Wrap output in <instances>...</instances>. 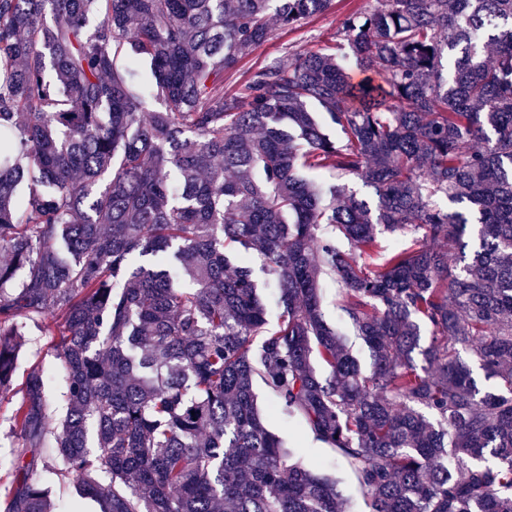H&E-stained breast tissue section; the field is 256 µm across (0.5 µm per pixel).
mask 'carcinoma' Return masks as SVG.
Listing matches in <instances>:
<instances>
[{"label": "carcinoma", "instance_id": "cac0c4a2", "mask_svg": "<svg viewBox=\"0 0 512 512\" xmlns=\"http://www.w3.org/2000/svg\"><path fill=\"white\" fill-rule=\"evenodd\" d=\"M332 2L0 0V394L32 325L58 322L65 371L50 434L43 377L26 379L12 430L32 461L3 512H55L45 448L97 512H340L258 382L369 512H512V0H375L340 42L224 92ZM343 41L380 82L351 81ZM303 170L360 176L376 206ZM379 224L409 245L381 253ZM325 276L368 374L324 320ZM258 404L273 431L279 434L292 448L296 443L303 448V463L315 467L340 480L347 503L342 506V512H365V505L361 491L357 487L355 478L350 469L337 456L331 448L316 441L306 428L297 423L282 419L271 409L269 397L261 390L258 391Z\"/></svg>", "mask_w": 512, "mask_h": 512}]
</instances>
